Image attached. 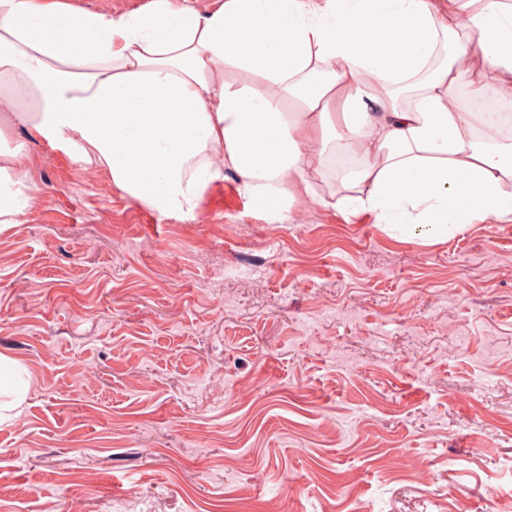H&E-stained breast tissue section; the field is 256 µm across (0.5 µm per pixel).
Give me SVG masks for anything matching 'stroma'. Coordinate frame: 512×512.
Segmentation results:
<instances>
[{
    "instance_id": "stroma-1",
    "label": "stroma",
    "mask_w": 512,
    "mask_h": 512,
    "mask_svg": "<svg viewBox=\"0 0 512 512\" xmlns=\"http://www.w3.org/2000/svg\"><path fill=\"white\" fill-rule=\"evenodd\" d=\"M11 139L40 204L0 234L31 377L0 512H512V223L271 224L231 177L182 222Z\"/></svg>"
}]
</instances>
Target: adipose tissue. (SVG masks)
Returning <instances> with one entry per match:
<instances>
[{"label":"adipose tissue","instance_id":"adipose-tissue-1","mask_svg":"<svg viewBox=\"0 0 512 512\" xmlns=\"http://www.w3.org/2000/svg\"><path fill=\"white\" fill-rule=\"evenodd\" d=\"M500 75L488 83L467 59ZM512 102V0H147L112 14L0 0V140L21 126L164 218L225 173L269 222L354 160L346 211L440 238L512 223V139L475 141L455 95ZM0 147V234L39 204ZM26 371L0 355V422Z\"/></svg>","mask_w":512,"mask_h":512}]
</instances>
